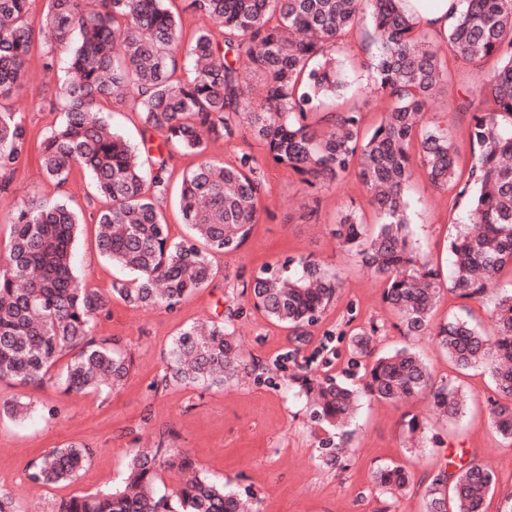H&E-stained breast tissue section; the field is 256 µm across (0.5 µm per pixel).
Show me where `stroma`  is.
<instances>
[{"mask_svg": "<svg viewBox=\"0 0 512 512\" xmlns=\"http://www.w3.org/2000/svg\"><path fill=\"white\" fill-rule=\"evenodd\" d=\"M344 85L338 100H325L330 112L336 103L376 123L387 103L367 87V74L357 67L363 54L357 40L341 46ZM54 79L33 56L15 95L1 105L20 111L29 129L28 160L8 183L0 182V250L10 228L7 215L18 198L32 194L46 200L65 198L83 213L105 207L85 171L73 169L65 185L47 179L39 162L38 144L58 122L61 109L49 89ZM477 83L473 68L463 59L448 60V90L432 108L447 119L460 149H467V113L458 102ZM264 158L262 145L252 138L212 139L204 156L230 164L241 152ZM201 156V157H204ZM200 156L171 149L166 175L170 186L200 161ZM267 193L251 233L241 249L212 259L215 276L201 291L175 309H136L112 299L98 317L92 334L118 341L132 358L124 381L110 392H67L52 385L19 387L0 382V400L28 403L30 417L16 424L0 420V489L25 512H53L56 504L116 486L129 449L187 450L202 472L224 479L228 488L253 497L259 512H422L424 484L447 468L449 451L464 460H479L495 472L496 483L487 500L488 512H505L512 504V446L503 443L488 425L486 399L492 383L483 369L460 370L427 336H407L398 316L382 300L383 284L363 268L356 255L338 245L331 234L347 210L374 223L376 212L367 189L355 178L338 185L308 190L295 176L266 165ZM450 192L433 188L416 173L407 188L410 233L423 258L440 269L448 267V238L461 223L450 213ZM317 260L342 281L335 303L305 342H296L288 328L273 324L248 305L242 293L262 263L287 256ZM74 269L86 287L109 291L123 270L112 265L97 247V227L82 224L74 250ZM232 319L248 363L254 371L224 387L201 388L170 383L157 387L168 363L172 339L202 319ZM377 325L376 351L412 347L427 361L434 379H453L468 396L465 415L454 422L436 416L428 397L408 401L362 400L352 432V456L347 467L321 461L323 444L334 439L311 416L304 393L288 381L290 374L311 368L315 374H341L347 368V326ZM58 411L55 419L42 414L43 404ZM426 424L420 446L409 447L401 427L405 414ZM76 442L91 451L89 463L72 481L44 485L30 479V464L54 448ZM397 463L414 472V483L396 497L382 494L374 483L380 465Z\"/></svg>", "mask_w": 512, "mask_h": 512, "instance_id": "stroma-1", "label": "stroma"}]
</instances>
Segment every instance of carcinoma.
Masks as SVG:
<instances>
[{"mask_svg":"<svg viewBox=\"0 0 512 512\" xmlns=\"http://www.w3.org/2000/svg\"><path fill=\"white\" fill-rule=\"evenodd\" d=\"M31 0H0V99L21 86L32 48L40 42L44 67L56 73L53 92L62 102L59 123L41 140L44 175L63 185L74 167L91 178L94 192L109 201L89 214L98 227L99 252L132 278L104 293L86 288L74 274L75 242L83 213L61 200L27 196L8 213L9 242L0 254V380L66 391L101 390L122 384L131 360L114 343L91 335L94 319L117 296L134 307L172 309L213 279L211 257L238 251L255 223L265 187L260 164L241 154L236 163L203 160L179 190L189 237L174 240L159 210L168 194L167 159L152 155L114 131L104 105L120 91L143 116L144 133L168 146L201 155L212 138H232L243 126L267 150L272 165L310 188L331 187L353 175L370 192L379 216L369 226L348 210L332 235L362 266L384 281L383 302L408 335L433 337L461 369L480 367L495 386L490 422L512 445V291L496 288L512 271V0H460L450 12L448 51L478 75L467 140L471 163L460 154L448 128L432 109L448 88L440 42L429 39L403 0H187V8L212 27L198 30L188 47L178 36L171 0H45L40 21ZM369 44L363 65L372 89L388 106L365 128L353 109L327 112L323 99L342 86L330 53L352 34ZM187 62L190 75L177 72ZM29 130L19 112L0 109V174L10 176L28 159ZM438 189H458L451 208H464L467 223L448 243V279L417 250L410 233L405 189L416 169ZM253 308L288 326L302 343L341 288L336 275L305 256L262 265L247 285ZM488 306L490 332L463 319L433 324L444 291ZM377 327L349 337L350 375L297 377L313 418L343 429L364 397L392 401L427 393L436 411L458 417L465 396L451 379H433L425 360L403 347L377 354ZM69 357L52 372L56 362ZM170 381L206 387L239 380L246 370L234 330L210 321L193 323L173 340ZM27 404L0 401V418L23 421ZM407 439L422 436L415 415L402 421ZM89 451L76 443L35 461L30 478L55 485L72 480ZM175 467L188 474L171 496L159 494L158 472ZM375 483L404 491L413 473L385 464ZM494 472L471 460L441 470L424 489L423 512H487ZM57 512H256L253 500L230 491L224 480L199 471L185 451L134 448L125 477L111 491L62 501Z\"/></svg>","mask_w":512,"mask_h":512,"instance_id":"cac0c4a2","label":"carcinoma"}]
</instances>
